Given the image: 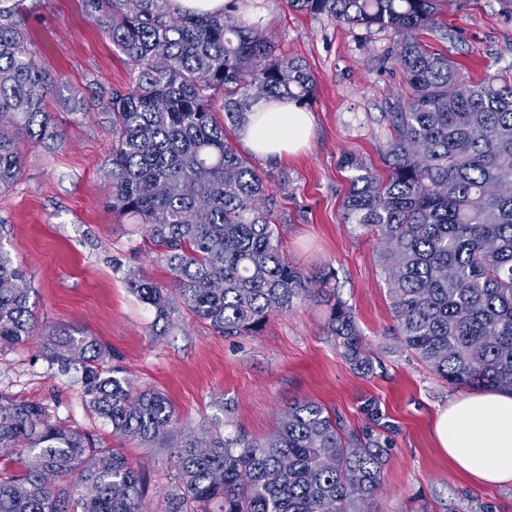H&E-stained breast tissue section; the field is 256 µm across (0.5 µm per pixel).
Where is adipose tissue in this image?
Wrapping results in <instances>:
<instances>
[{"mask_svg":"<svg viewBox=\"0 0 512 512\" xmlns=\"http://www.w3.org/2000/svg\"><path fill=\"white\" fill-rule=\"evenodd\" d=\"M312 116L295 102L259 101L239 138L268 162L297 154L308 142ZM438 446L460 475L477 485L512 486V391L486 389L449 401L434 423Z\"/></svg>","mask_w":512,"mask_h":512,"instance_id":"obj_1","label":"adipose tissue"}]
</instances>
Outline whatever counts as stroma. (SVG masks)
Listing matches in <instances>:
<instances>
[{
	"label": "stroma",
	"mask_w": 512,
	"mask_h": 512,
	"mask_svg": "<svg viewBox=\"0 0 512 512\" xmlns=\"http://www.w3.org/2000/svg\"><path fill=\"white\" fill-rule=\"evenodd\" d=\"M14 9L42 67L62 77L48 100L62 135L24 145L19 180L0 193V244L27 272L38 334L0 350V394L47 405L64 427L119 449L147 478L145 512H170L174 468L163 444L113 434L86 402L78 369L61 372L46 358L52 337L80 331L122 366L133 386L163 393L176 408L177 435L244 429L257 438L275 430L290 400L309 398L351 425L373 399L399 429L373 512H470L487 505L512 512V488L482 487L456 474L439 449L433 422L462 388L433 374L388 333L387 276L376 236L343 223L350 154L378 173L389 140L384 117L400 93L401 71L385 58L393 37L291 10L286 0H254L251 23L277 54L303 59L316 78L307 110L314 121L307 147L277 163L254 159L270 183L289 260L307 272L332 266L336 291L353 309L378 365L352 370L324 328L315 302L273 315L257 336L224 337L178 307L156 320L127 281L136 273L167 284L172 274L144 244L147 227L109 205L107 160L112 127L100 104L127 87L132 72L85 16L81 0H0ZM428 42L473 78L512 68V9L503 0H452Z\"/></svg>",
	"instance_id": "1"
}]
</instances>
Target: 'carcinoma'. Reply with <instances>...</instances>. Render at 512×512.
I'll use <instances>...</instances> for the list:
<instances>
[{"label": "carcinoma", "mask_w": 512, "mask_h": 512, "mask_svg": "<svg viewBox=\"0 0 512 512\" xmlns=\"http://www.w3.org/2000/svg\"><path fill=\"white\" fill-rule=\"evenodd\" d=\"M441 2L287 0L295 11L394 35L386 59L402 69L405 88L385 113L387 176L341 160L355 171L343 223L381 236L391 334L450 384L512 389V72L472 81L427 44L422 34L438 27ZM82 6L134 74L103 110L114 136L112 211L148 225L172 273L170 286L132 274L133 292L166 322L176 295L221 336H255L272 314L317 301L345 361L372 372L355 314L332 285L336 270L309 275L288 261L268 179L230 137L262 99L308 104L316 80L307 64L276 54L246 20L247 0L216 15H175L169 0ZM53 83L13 13L0 9V122L32 145L58 139L47 106ZM21 170L20 142L0 128V192ZM24 280L0 245V349L37 335ZM77 354L88 402L112 433L170 436L174 406L159 391L133 390L122 369L102 368L95 340L71 334L49 360L66 371ZM360 411L364 421L352 427L303 398L265 439L238 429L180 437L167 448L172 512H369L398 428L372 399ZM19 451L28 457L22 473H0V512H143L144 473L123 454L58 425L42 403L0 395V459Z\"/></svg>", "instance_id": "cac0c4a2"}]
</instances>
